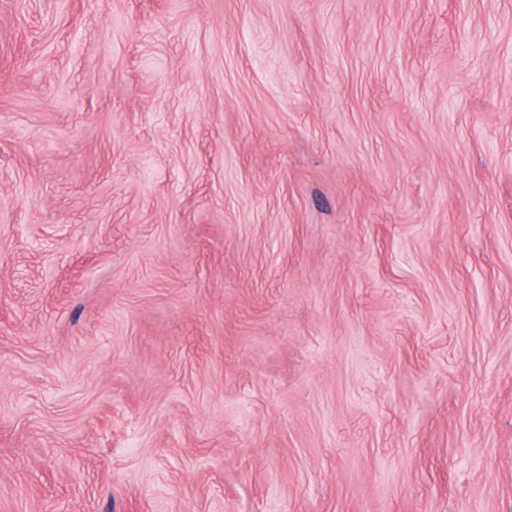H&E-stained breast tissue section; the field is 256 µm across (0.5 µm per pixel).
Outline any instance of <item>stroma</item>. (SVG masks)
I'll use <instances>...</instances> for the list:
<instances>
[{
	"instance_id": "1",
	"label": "stroma",
	"mask_w": 512,
	"mask_h": 512,
	"mask_svg": "<svg viewBox=\"0 0 512 512\" xmlns=\"http://www.w3.org/2000/svg\"><path fill=\"white\" fill-rule=\"evenodd\" d=\"M0 512H512V0H0Z\"/></svg>"
}]
</instances>
